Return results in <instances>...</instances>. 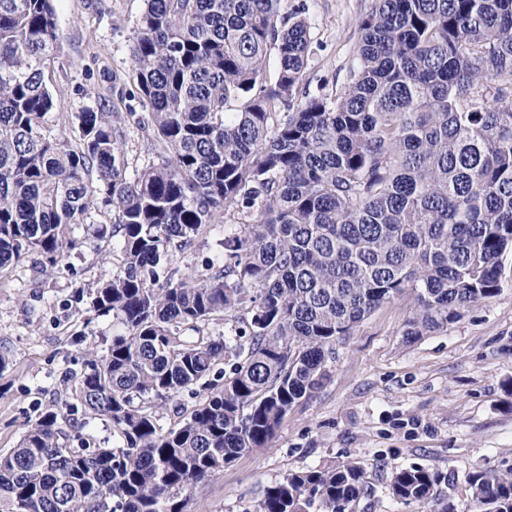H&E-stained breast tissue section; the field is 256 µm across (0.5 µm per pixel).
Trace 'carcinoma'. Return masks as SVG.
<instances>
[{"mask_svg":"<svg viewBox=\"0 0 512 512\" xmlns=\"http://www.w3.org/2000/svg\"><path fill=\"white\" fill-rule=\"evenodd\" d=\"M284 0H145L130 98L156 159L127 174L126 122L109 97L71 137H50L45 64L59 48L53 0H0V274L45 269L94 234L120 270L90 293L124 332L87 350L64 407L0 454V512H183L181 496L267 445L323 383L336 342L413 293L411 341L500 294L512 252V0H372L349 83L303 90L306 9ZM275 58V67L269 59ZM204 233L221 251L178 275ZM224 332H201L217 317ZM205 390L174 428L158 402ZM82 408L114 445L72 447ZM471 512H512V472L465 477ZM446 476L391 470L400 502L455 512ZM346 461L291 471L254 512H348L371 495Z\"/></svg>","mask_w":512,"mask_h":512,"instance_id":"carcinoma-1","label":"carcinoma"}]
</instances>
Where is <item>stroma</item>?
Returning a JSON list of instances; mask_svg holds the SVG:
<instances>
[{
	"label": "stroma",
	"instance_id": "stroma-1",
	"mask_svg": "<svg viewBox=\"0 0 512 512\" xmlns=\"http://www.w3.org/2000/svg\"><path fill=\"white\" fill-rule=\"evenodd\" d=\"M309 6L307 91L344 88L360 37L358 20L371 0H286ZM61 51L45 70L55 96L46 117L50 135L60 116L89 106L82 90L110 87L114 111L127 112L131 48L144 0H53ZM104 205L91 209L74 234L81 246L67 265L42 275L35 256L0 275V349L16 366L0 373V453L15 448L29 420L63 402V378L86 358L81 333L105 347L124 328L99 317L84 292L120 269L108 240L93 225L108 224ZM504 287L447 329L405 341L415 308L411 292L385 303L336 344L327 378L295 404L266 447L242 455L185 495L184 512H251L264 488L288 472L345 461L363 465L374 489L357 512H429L389 496L391 468L421 465L448 475L442 490L468 512L465 477L476 469L512 470V252L503 258Z\"/></svg>",
	"mask_w": 512,
	"mask_h": 512
}]
</instances>
